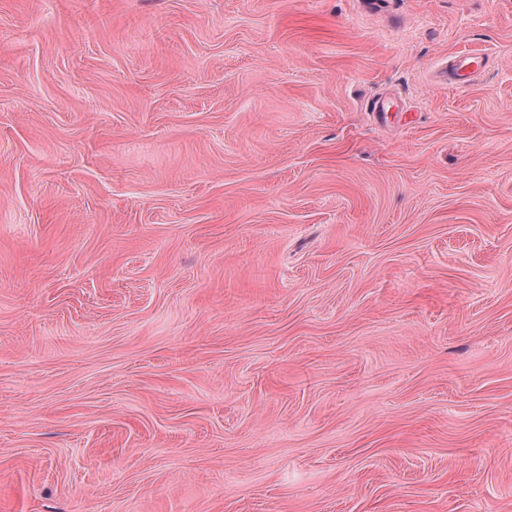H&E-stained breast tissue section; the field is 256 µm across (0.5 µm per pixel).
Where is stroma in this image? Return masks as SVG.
<instances>
[{"mask_svg": "<svg viewBox=\"0 0 512 512\" xmlns=\"http://www.w3.org/2000/svg\"><path fill=\"white\" fill-rule=\"evenodd\" d=\"M0 512H512V0H0ZM486 66L485 58L481 55H459L452 58L441 72L440 80L443 83L449 81L464 80L468 73H474Z\"/></svg>", "mask_w": 512, "mask_h": 512, "instance_id": "1", "label": "stroma"}]
</instances>
